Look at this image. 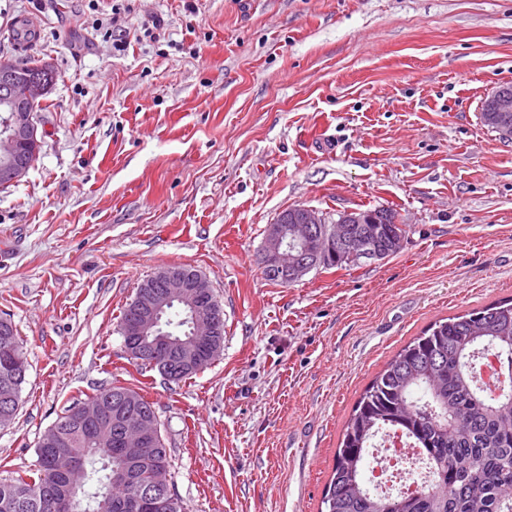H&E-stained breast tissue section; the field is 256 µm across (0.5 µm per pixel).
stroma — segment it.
I'll use <instances>...</instances> for the list:
<instances>
[{
  "mask_svg": "<svg viewBox=\"0 0 512 512\" xmlns=\"http://www.w3.org/2000/svg\"><path fill=\"white\" fill-rule=\"evenodd\" d=\"M59 74L41 150L0 189V316L29 362L0 479L71 404L153 403L184 512H320L344 425L436 320L512 297V0H0ZM389 208L400 250L286 286L258 257L284 210ZM189 265L224 345L185 382L132 363L121 312ZM499 90L508 93L497 92L482 105L481 121L492 132H496L505 142L512 141V84L502 86ZM510 93V94H509ZM488 106V108H487ZM487 108V109H486ZM486 109V110H485ZM484 111V112H483Z\"/></svg>",
  "mask_w": 512,
  "mask_h": 512,
  "instance_id": "stroma-1",
  "label": "stroma"
}]
</instances>
